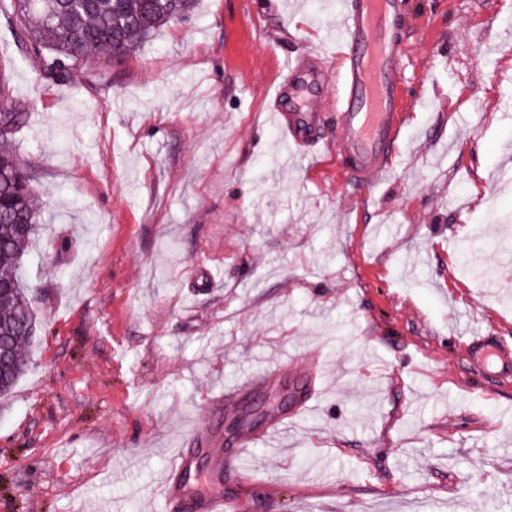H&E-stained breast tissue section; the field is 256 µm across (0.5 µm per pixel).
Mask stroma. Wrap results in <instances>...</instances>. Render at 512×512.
I'll return each mask as SVG.
<instances>
[{
    "label": "stroma",
    "instance_id": "1",
    "mask_svg": "<svg viewBox=\"0 0 512 512\" xmlns=\"http://www.w3.org/2000/svg\"><path fill=\"white\" fill-rule=\"evenodd\" d=\"M338 0H197L78 85L0 14L12 139L51 223L25 263L31 365L0 396V512H193L159 487L195 418L255 434L241 512H512V0H403L401 151L366 194L284 148L268 91ZM472 245L470 273L459 271ZM293 418L274 440L279 416ZM466 348L467 360L477 372L512 375V352L500 345L490 330L470 336Z\"/></svg>",
    "mask_w": 512,
    "mask_h": 512
}]
</instances>
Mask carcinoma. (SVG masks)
<instances>
[{
	"instance_id": "carcinoma-1",
	"label": "carcinoma",
	"mask_w": 512,
	"mask_h": 512,
	"mask_svg": "<svg viewBox=\"0 0 512 512\" xmlns=\"http://www.w3.org/2000/svg\"><path fill=\"white\" fill-rule=\"evenodd\" d=\"M196 0H0V12L17 9L19 39L30 52L46 49L50 71L76 83L83 63L94 54L120 59L135 51L172 20L190 14ZM27 114L0 109V396L8 394L28 369L25 348L37 322L21 271L39 226L49 222L37 204L22 160L6 148Z\"/></svg>"
}]
</instances>
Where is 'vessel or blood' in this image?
<instances>
[{"label": "vessel or blood", "instance_id": "vessel-or-blood-1", "mask_svg": "<svg viewBox=\"0 0 512 512\" xmlns=\"http://www.w3.org/2000/svg\"><path fill=\"white\" fill-rule=\"evenodd\" d=\"M402 0H342L340 22L330 27L328 40L336 49V67H325L322 51L288 60L271 94L272 102L287 101V112L277 113L282 139L297 149L316 148L323 128V107L336 112L337 167L362 191L375 189V174L388 171L387 160L399 149L397 110L402 102L400 64L405 44L396 34ZM467 360L479 372L512 375V350L500 345L492 332L470 337ZM242 434L232 449L207 448L211 470L223 476L236 465L242 448L250 443ZM191 459L177 449L163 484L167 498L182 496V474ZM203 512H236V504L214 486L201 502Z\"/></svg>", "mask_w": 512, "mask_h": 512}]
</instances>
